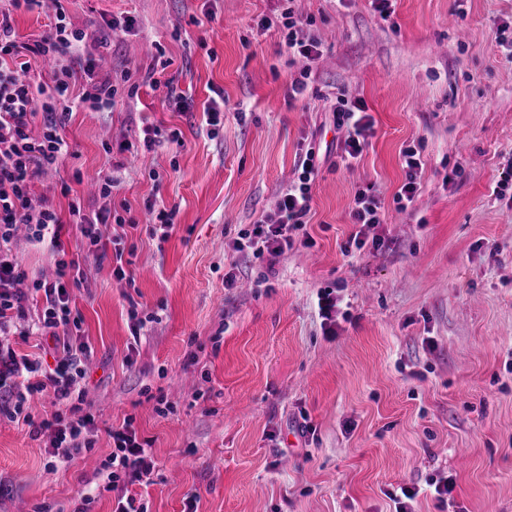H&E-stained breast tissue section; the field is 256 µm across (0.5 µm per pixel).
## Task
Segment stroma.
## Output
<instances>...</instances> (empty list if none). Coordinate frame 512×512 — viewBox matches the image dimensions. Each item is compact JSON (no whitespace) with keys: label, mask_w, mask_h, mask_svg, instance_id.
Wrapping results in <instances>:
<instances>
[{"label":"stroma","mask_w":512,"mask_h":512,"mask_svg":"<svg viewBox=\"0 0 512 512\" xmlns=\"http://www.w3.org/2000/svg\"><path fill=\"white\" fill-rule=\"evenodd\" d=\"M62 5L90 34L134 28L99 48L117 95L74 111L69 153L34 199L96 211L84 180L103 172L113 212L136 225L100 227L122 240L123 281L75 225L62 235L83 272L71 295L95 349L84 410L96 430L56 465L42 438L0 417V512H73L85 495L89 512H112L96 468L128 418L157 465L147 512H394L401 485L420 489L411 512H512V0H394L386 19L371 0H295L321 51L296 98L284 0ZM150 71L162 87L143 85ZM217 92L213 130L201 113ZM340 95L374 120L349 169L330 110ZM154 129L161 142L143 150ZM306 146L318 175L293 247L273 261L234 252ZM408 150L423 168L406 206ZM369 185L381 222L361 230L349 211ZM150 200L177 208L171 235ZM323 291L338 300L332 336ZM134 305L153 316L137 338ZM442 477L445 502L428 488Z\"/></svg>","instance_id":"stroma-1"}]
</instances>
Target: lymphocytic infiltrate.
Wrapping results in <instances>:
<instances>
[{
  "instance_id": "lymphocytic-infiltrate-1",
  "label": "lymphocytic infiltrate",
  "mask_w": 512,
  "mask_h": 512,
  "mask_svg": "<svg viewBox=\"0 0 512 512\" xmlns=\"http://www.w3.org/2000/svg\"><path fill=\"white\" fill-rule=\"evenodd\" d=\"M40 0H7L0 4V333L47 336L53 342V359L35 358L0 345V416L32 427L42 436L51 455L69 462L90 447L95 419L81 413L85 396L91 346L81 338V319L72 307L70 286L80 280V264L64 249L61 236L66 221L79 224L91 245L102 243L101 224L124 217L112 214V179L99 177L97 195L102 205L94 215L84 214L80 201H72L68 216L50 205H34V186L45 170L58 167L68 154L63 130L76 105L95 109L110 107L115 94L111 79L99 78L97 61L86 48V33L74 27L65 11H57L49 30L29 51L33 58L50 57L53 86L32 80L31 61L15 63L18 52L12 12L20 4ZM281 24L287 29L289 53L306 59L307 66L291 84L293 94H304L310 66L320 55L318 42L301 35L292 9H285ZM80 58L86 76L80 90H73V58ZM337 127L346 132L341 160L352 167L373 134V121L363 101L338 99L333 108ZM315 154L306 151L296 163L297 177L282 190L273 213L262 215L252 228L241 231L232 243L234 251L261 259L278 257L292 248V231L303 228L311 211L312 185L316 177ZM47 243L54 259V281L28 279L20 259L21 243ZM42 304L31 307L34 296ZM53 395L58 406L49 417L37 420L30 411L35 394ZM112 454L108 462L114 512H144L132 486L152 484L155 464L149 442L140 440L132 421L110 429Z\"/></svg>"
}]
</instances>
